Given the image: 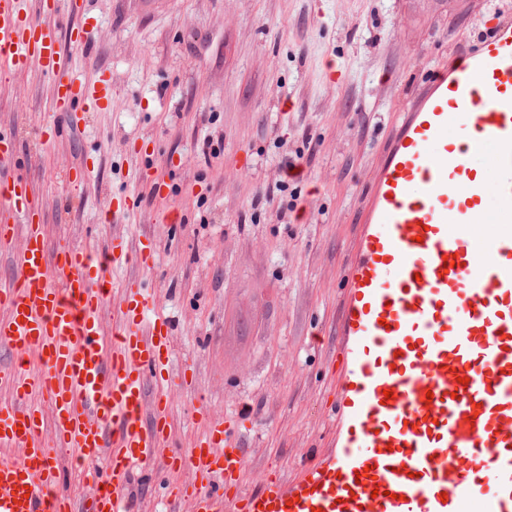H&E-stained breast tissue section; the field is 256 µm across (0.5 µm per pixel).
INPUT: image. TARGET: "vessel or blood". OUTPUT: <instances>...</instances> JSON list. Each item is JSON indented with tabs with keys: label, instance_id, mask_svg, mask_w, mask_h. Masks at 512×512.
Instances as JSON below:
<instances>
[{
	"label": "vessel or blood",
	"instance_id": "b4317fda",
	"mask_svg": "<svg viewBox=\"0 0 512 512\" xmlns=\"http://www.w3.org/2000/svg\"><path fill=\"white\" fill-rule=\"evenodd\" d=\"M67 2L32 13L0 0V70L37 63L56 110L74 113L111 92L60 56L58 34L82 50L95 38L59 31ZM488 146L492 178L474 163ZM32 194L22 177L0 186L13 217L0 252H18L0 283V347L14 354L0 367V512H74L58 448L93 483L90 512H133L136 474L161 488L159 512H461L481 492L489 512H512V19L432 75L382 155L336 282L329 437L293 476L253 467L236 419L199 414L191 444L171 447L173 400L189 389L172 373L173 320L138 279L106 309L107 267L151 272L156 243L118 233L101 256L50 242ZM491 199L501 225L481 248L473 229Z\"/></svg>",
	"mask_w": 512,
	"mask_h": 512
}]
</instances>
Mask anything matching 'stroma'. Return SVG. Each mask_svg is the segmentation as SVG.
<instances>
[{
	"mask_svg": "<svg viewBox=\"0 0 512 512\" xmlns=\"http://www.w3.org/2000/svg\"><path fill=\"white\" fill-rule=\"evenodd\" d=\"M96 30L63 47L101 110L63 122L37 64L0 72V125L45 210L49 240L106 251L113 230L157 243L146 283L174 321L175 405L189 446L199 412H248L245 449L293 474L328 431L334 285L374 166L434 71L471 48L512 0H76ZM94 161L85 183L67 175ZM130 192L124 224L109 199Z\"/></svg>",
	"mask_w": 512,
	"mask_h": 512,
	"instance_id": "1",
	"label": "stroma"
}]
</instances>
